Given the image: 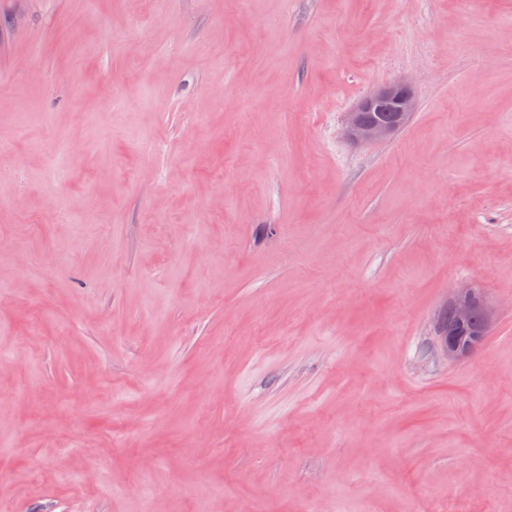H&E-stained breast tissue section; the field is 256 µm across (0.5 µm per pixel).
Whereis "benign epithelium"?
<instances>
[{"label": "benign epithelium", "mask_w": 512, "mask_h": 512, "mask_svg": "<svg viewBox=\"0 0 512 512\" xmlns=\"http://www.w3.org/2000/svg\"><path fill=\"white\" fill-rule=\"evenodd\" d=\"M415 108L412 80L393 81L347 113L344 136L362 144L383 142L395 134ZM444 308L451 310L453 324L438 329L439 349L444 359L456 361L473 353L482 343L488 328L489 307L481 290L468 282L451 289Z\"/></svg>", "instance_id": "7a95c632"}]
</instances>
